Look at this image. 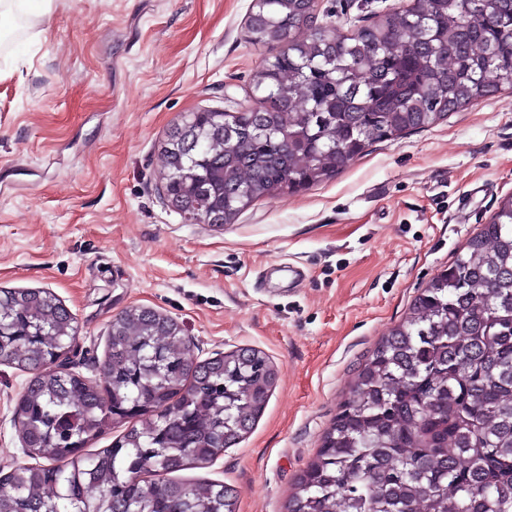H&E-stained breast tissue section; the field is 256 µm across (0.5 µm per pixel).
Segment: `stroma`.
Masks as SVG:
<instances>
[{
	"mask_svg": "<svg viewBox=\"0 0 512 512\" xmlns=\"http://www.w3.org/2000/svg\"><path fill=\"white\" fill-rule=\"evenodd\" d=\"M401 4L319 0L318 19L347 35ZM251 6L31 0L0 19V287L56 294L78 326L64 362L89 378L132 307L177 320L198 359L264 351L277 383L251 433L178 477L231 485L236 512H286L356 368L512 195V88L235 223L189 224L163 193L161 146L187 113L250 92L275 52L252 43ZM27 380L0 364L5 473L29 461L13 424Z\"/></svg>",
	"mask_w": 512,
	"mask_h": 512,
	"instance_id": "stroma-1",
	"label": "stroma"
}]
</instances>
